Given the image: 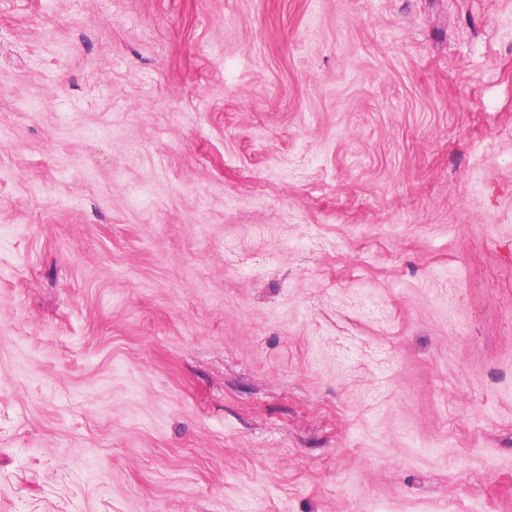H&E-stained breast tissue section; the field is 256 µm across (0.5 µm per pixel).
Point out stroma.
<instances>
[{
	"mask_svg": "<svg viewBox=\"0 0 512 512\" xmlns=\"http://www.w3.org/2000/svg\"><path fill=\"white\" fill-rule=\"evenodd\" d=\"M0 512H512V0H0Z\"/></svg>",
	"mask_w": 512,
	"mask_h": 512,
	"instance_id": "1",
	"label": "stroma"
}]
</instances>
